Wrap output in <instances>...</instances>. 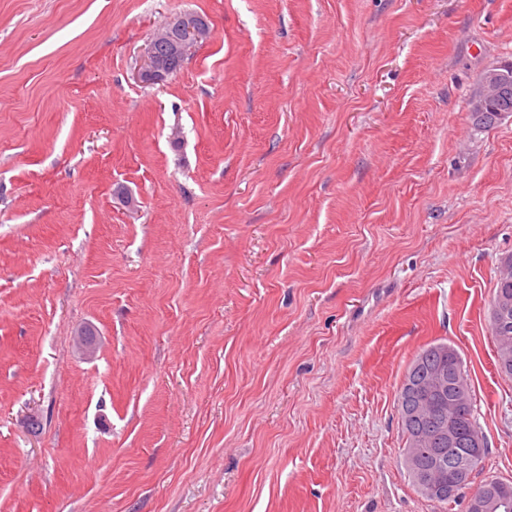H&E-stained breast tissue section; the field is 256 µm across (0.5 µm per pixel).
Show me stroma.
Here are the masks:
<instances>
[{
	"mask_svg": "<svg viewBox=\"0 0 512 512\" xmlns=\"http://www.w3.org/2000/svg\"><path fill=\"white\" fill-rule=\"evenodd\" d=\"M508 65L512 0H0V512H466L403 466L436 343L512 480ZM164 30L151 39L147 53L137 71L142 82L159 83L173 71V60H185L192 49L210 34L208 21L198 14H185L170 18ZM164 43L162 51L157 50L158 42ZM512 79V70L507 68H491L483 71L477 78L474 88L475 98L481 103L489 102L496 91ZM471 119L476 125L491 127L502 117L512 114V81L491 102L481 108H474L471 96L468 101ZM506 299L510 304L508 326L498 324L496 307L500 300ZM490 326L494 337L497 353V369L502 372L501 363L509 360L512 363V257L502 261V270L495 287L490 309Z\"/></svg>",
	"mask_w": 512,
	"mask_h": 512,
	"instance_id": "stroma-1",
	"label": "stroma"
}]
</instances>
